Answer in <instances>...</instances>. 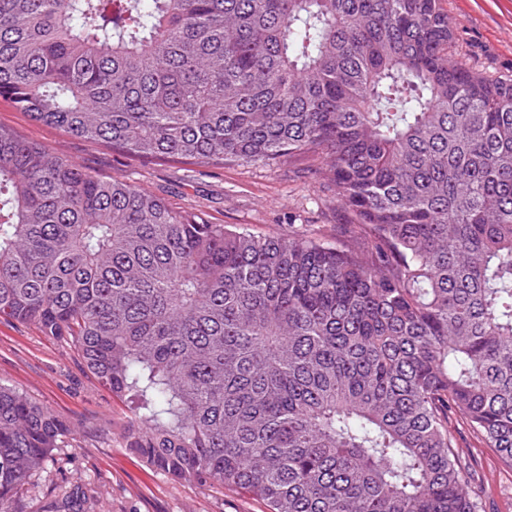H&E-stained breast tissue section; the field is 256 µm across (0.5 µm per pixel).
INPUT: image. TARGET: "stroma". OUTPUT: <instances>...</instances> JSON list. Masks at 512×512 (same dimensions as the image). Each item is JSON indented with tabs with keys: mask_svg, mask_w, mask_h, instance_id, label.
<instances>
[{
	"mask_svg": "<svg viewBox=\"0 0 512 512\" xmlns=\"http://www.w3.org/2000/svg\"><path fill=\"white\" fill-rule=\"evenodd\" d=\"M455 32L456 58L466 66L512 78V0H442ZM0 127L103 177H120L182 209L256 235L307 233L330 246L347 241L351 215L313 154L267 165L221 166L177 159L148 161L77 139L31 119L0 98ZM0 383L65 420L71 433L24 486L18 512H45L74 486L88 495L85 512H267L262 501L218 483L175 481L125 446L128 411L85 369L72 346L32 324L0 319ZM449 429L475 469L474 490L485 512H512V466L460 416Z\"/></svg>",
	"mask_w": 512,
	"mask_h": 512,
	"instance_id": "1",
	"label": "stroma"
}]
</instances>
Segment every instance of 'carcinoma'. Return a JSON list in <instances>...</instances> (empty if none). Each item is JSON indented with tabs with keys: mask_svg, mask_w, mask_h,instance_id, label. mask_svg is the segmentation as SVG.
Instances as JSON below:
<instances>
[{
	"mask_svg": "<svg viewBox=\"0 0 512 512\" xmlns=\"http://www.w3.org/2000/svg\"><path fill=\"white\" fill-rule=\"evenodd\" d=\"M453 46L440 0H0V97L33 120L148 159L319 154L357 239L229 231L0 128V318L73 345L174 480L483 512L448 418L512 464V79ZM69 433L0 384V512Z\"/></svg>",
	"mask_w": 512,
	"mask_h": 512,
	"instance_id": "obj_1",
	"label": "carcinoma"
}]
</instances>
